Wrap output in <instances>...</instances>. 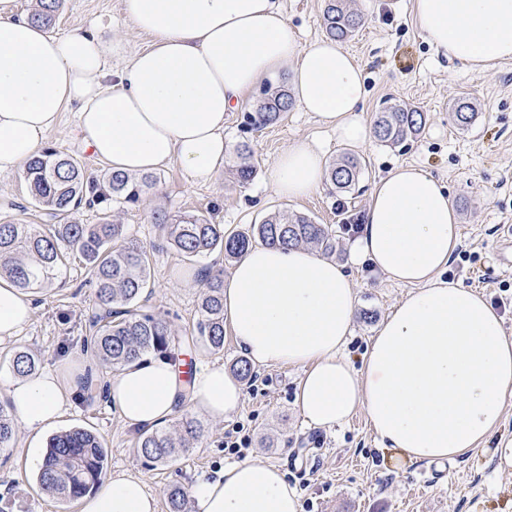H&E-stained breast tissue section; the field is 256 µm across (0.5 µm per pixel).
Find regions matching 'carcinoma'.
Listing matches in <instances>:
<instances>
[{"label": "carcinoma", "mask_w": 512, "mask_h": 512, "mask_svg": "<svg viewBox=\"0 0 512 512\" xmlns=\"http://www.w3.org/2000/svg\"><path fill=\"white\" fill-rule=\"evenodd\" d=\"M59 0H39L31 19L52 23ZM326 34L337 42L349 40L363 25L361 13L351 9L348 0H325L322 15ZM293 99L285 86L263 90L255 109L244 113L243 131L258 130L277 122L290 111ZM455 124L464 129L476 120L472 103L461 96L451 106ZM425 116L403 104H392L376 113L375 137L396 145L419 133ZM233 174L241 185L249 183L256 168L251 162L249 141L235 148ZM361 165L348 159L332 166L329 180L339 192H347L358 181ZM24 179L35 206L44 211L46 224L0 223V277L24 290H48L61 277L62 267L72 254L85 262L95 281L97 312L91 321L92 334L84 337L83 348L91 350L103 367L121 370L148 355L175 358L182 337L174 334L165 321L135 308L149 279V251L139 242L126 238L124 225L102 213L96 224H85L78 217L82 205L95 206L108 200L136 205L154 188L159 177L153 173L129 175L105 171L98 178L85 175L80 162L53 150L34 156L24 170ZM162 233V244L188 259H197L215 250L228 261L238 259L258 238L268 245H311L322 252H336V237L325 224L304 215L272 213L262 223L230 232L205 215L154 214ZM197 336L212 348H224V276L220 271L203 270L196 321ZM10 365L25 376L36 371L37 359L25 347L13 351ZM202 425L193 418L181 422L177 436L165 429L145 430L138 437V454L150 463L165 464L178 448L189 447L202 435ZM16 437L9 407L0 403V447ZM108 467L105 443L92 430L74 427L52 435L47 441L43 465L37 474L41 489L47 491L68 512L80 496L94 493ZM169 512H189L188 492L174 485L167 491Z\"/></svg>", "instance_id": "cac0c4a2"}]
</instances>
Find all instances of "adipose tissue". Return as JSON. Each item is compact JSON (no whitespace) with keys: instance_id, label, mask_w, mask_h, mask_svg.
Instances as JSON below:
<instances>
[{"instance_id":"1","label":"adipose tissue","mask_w":512,"mask_h":512,"mask_svg":"<svg viewBox=\"0 0 512 512\" xmlns=\"http://www.w3.org/2000/svg\"><path fill=\"white\" fill-rule=\"evenodd\" d=\"M129 25L149 38L127 66L125 47L98 31L65 37L18 16L0 0V173L39 153L61 113L74 111L77 140L95 160L132 175L175 160L194 179L213 180L224 162V120L264 80L289 70L291 92L337 140L368 143L358 113L364 71L335 40L300 43L280 0H123ZM427 42L482 71L512 58V0H413ZM327 178L322 152L289 144L269 171L274 192L293 200ZM460 243L448 191L427 169L402 165L373 187L358 259L409 293L370 340L361 366L345 353L357 309L351 277L335 260L300 247L257 245L224 282V317L256 365L303 374L295 404L311 426L330 429L364 410L386 447L412 461H451L488 444L512 399V337L484 294L441 274ZM32 315L27 293L0 280V343ZM85 369H49L5 380L27 437L72 405ZM108 403L133 429L167 423L181 400L213 421L236 414L241 384L222 364L204 363L184 384L156 357L107 381ZM193 512H301L279 467L233 462L201 474ZM79 512H156L138 477L119 473L81 499Z\"/></svg>"}]
</instances>
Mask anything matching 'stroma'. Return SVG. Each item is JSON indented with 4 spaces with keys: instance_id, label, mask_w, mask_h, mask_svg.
<instances>
[{
    "instance_id": "stroma-1",
    "label": "stroma",
    "mask_w": 512,
    "mask_h": 512,
    "mask_svg": "<svg viewBox=\"0 0 512 512\" xmlns=\"http://www.w3.org/2000/svg\"><path fill=\"white\" fill-rule=\"evenodd\" d=\"M281 3L301 41L324 37V0ZM354 6L364 13L366 23L343 47L365 71L362 119L373 123L384 106L406 103L425 115L419 134L397 146L373 139L353 147L338 142L312 113L296 106L282 121L246 136L240 130L241 113L232 112L224 126V139L231 148L241 139L249 140L257 168L249 185H238L229 156L216 179L204 184L192 182L173 160L158 169L157 187L140 204L111 201L106 208L81 211V219L88 224L97 223L101 212L113 214L127 236L150 246L149 283L140 303L186 336L177 358L220 362L228 372L244 358L232 337H225L219 351L195 338L202 288L200 280L186 278L187 273L205 267L228 272L233 265L217 251L191 261L174 249L157 248L156 210L203 214L230 231L260 223L278 211L304 214L328 225L338 244L334 258L351 274L358 297L354 334L348 343V353L357 362L381 323L409 292L408 287L355 261L356 234L351 230L364 221L375 181L401 164L423 166L441 179L457 211L462 245L442 279L481 291L500 312L505 331L512 336V265L499 259V227L512 224V59L475 72L437 54L423 38L412 0H355ZM94 24L121 32L127 53L147 43L145 36L126 23L122 0H62L49 31L66 36ZM463 94L478 112L467 131L458 129L450 118L452 102ZM297 139L321 148L329 163L347 152L356 155L362 170L355 187L337 193L326 185L309 198L292 201L275 195L269 168ZM46 145L79 159L87 176L100 175L105 169L104 163L80 149L73 113H62ZM19 220L36 221L23 173H0V222ZM32 299L30 322L15 342L0 345V378L12 374L9 358L16 345L31 349L44 370L66 373L76 360H83L94 374L93 388L81 391L55 428L84 426L97 431L109 450V473L139 477L155 496L157 512H168L165 490L169 485L190 487L196 475L238 458L280 467L300 498L302 512H512V464L503 461L497 450L498 445L512 442V400L487 447L452 462L411 463L381 444L364 413L332 429L304 423L295 405L301 371L285 365L253 367L251 376L241 382L243 401L235 415L221 422L203 419V438L179 452L174 461L144 462L136 448L138 430L127 427L104 401L102 386L111 370L98 367L81 347L95 313L94 286L83 261L70 258L56 288L33 293ZM238 428L249 434L251 444L235 456L225 450L224 435ZM25 440V435H17L11 447L0 450V504L6 512H58L57 501L43 494L36 472L25 466Z\"/></svg>"
}]
</instances>
